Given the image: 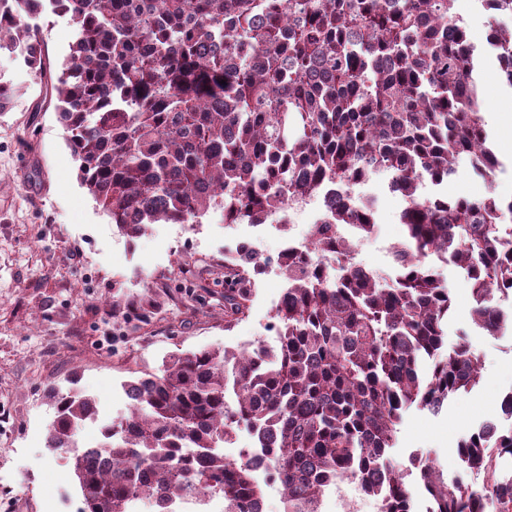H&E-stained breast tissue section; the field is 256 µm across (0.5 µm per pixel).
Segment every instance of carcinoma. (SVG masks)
<instances>
[{"label": "carcinoma", "instance_id": "cac0c4a2", "mask_svg": "<svg viewBox=\"0 0 512 512\" xmlns=\"http://www.w3.org/2000/svg\"><path fill=\"white\" fill-rule=\"evenodd\" d=\"M70 16L76 36L52 76L41 30L23 0H0V50L50 93L78 162L80 184L128 239L151 224H199L221 210L263 224L291 201L391 173L406 207V239L384 277L354 260L338 228L374 221L339 200L314 224L313 249L277 258L287 286L271 328L276 345L169 355L122 385L129 412L102 417L70 380L48 398L46 447L68 454L83 512H173L197 494L222 512H260L250 459L221 449L245 430L288 492L290 512H320L325 487L350 480L379 512H414L390 457L412 407L439 411L469 392L481 360L465 336L444 351L453 302L429 258L466 271L475 323L490 335L512 323L489 296L512 289V200L423 195L459 160L487 181L500 161L489 142L474 76L476 47L454 0H31ZM512 88V28L491 32ZM264 263L224 267V322L246 317ZM433 360L422 377L424 359ZM99 426L96 449L76 439ZM512 425L485 422L457 453L481 485L448 484L418 461L427 512H512V479L496 474Z\"/></svg>", "mask_w": 512, "mask_h": 512}]
</instances>
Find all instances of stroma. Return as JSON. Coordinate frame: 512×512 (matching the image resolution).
Masks as SVG:
<instances>
[{"instance_id": "1", "label": "stroma", "mask_w": 512, "mask_h": 512, "mask_svg": "<svg viewBox=\"0 0 512 512\" xmlns=\"http://www.w3.org/2000/svg\"><path fill=\"white\" fill-rule=\"evenodd\" d=\"M453 11L469 40L485 52L482 110L502 167L489 184L462 160L439 188L427 185L423 191L469 199L492 194L507 202L512 130L499 128L495 115L512 113V88L503 83L496 57L485 51L503 18L479 0H455ZM31 22L44 32L51 63L60 64L75 37L69 17L46 12ZM0 79L16 89L0 114V512H79L72 467L45 443L54 418L47 388L77 374L79 388L101 414L115 418L128 412L123 382L133 372L159 369L172 353L274 344L269 323L284 276L276 268L260 275L247 316L225 325L224 252L245 243L277 255L287 238L309 237L318 213L306 209L279 231L225 223L217 210L200 224H154L128 240L81 186L63 127L44 102L45 84L21 52H0ZM389 179L386 172L370 179L379 230L358 256L386 275L394 271L392 248L405 236L400 216L406 206L401 195L389 192ZM437 271L454 302L445 343L467 337L481 357V378L470 394L450 400L439 413L413 408L403 416L391 458L406 472L419 512L428 501L412 473L414 458L433 461L448 481H477V474H462L455 449L512 391V333L501 338L477 327L464 271L444 263ZM116 300L122 313L112 311Z\"/></svg>"}]
</instances>
